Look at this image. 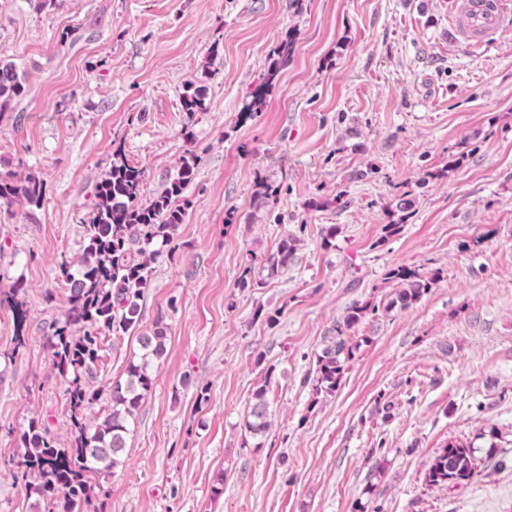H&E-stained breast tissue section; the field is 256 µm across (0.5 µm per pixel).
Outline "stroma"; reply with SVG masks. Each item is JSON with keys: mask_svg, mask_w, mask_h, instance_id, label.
<instances>
[{"mask_svg": "<svg viewBox=\"0 0 512 512\" xmlns=\"http://www.w3.org/2000/svg\"><path fill=\"white\" fill-rule=\"evenodd\" d=\"M452 2L0 0V59L28 86L0 116V161L46 184L41 209H0V270L23 278L29 305L26 347L0 359V512H44L13 476V434L39 417L66 436L45 347L67 295L56 274L81 253L118 145L145 171L146 203L187 150L200 163L179 249L144 295L143 325L163 318L167 351L124 465L94 479L103 512H512V28L463 45ZM199 81L207 108L189 142L179 97ZM260 176L281 188L272 207L254 201ZM405 195L404 226L382 241ZM289 235L287 271L238 288L246 258ZM401 265L433 284L391 309ZM356 303L377 308L353 330L366 342L336 392L315 394L305 378ZM138 350L136 335L105 336L93 387L109 390ZM260 387L272 425L246 448ZM451 441L495 446L504 463L426 486Z\"/></svg>", "mask_w": 512, "mask_h": 512, "instance_id": "35a3bbf8", "label": "stroma"}]
</instances>
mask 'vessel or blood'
Wrapping results in <instances>:
<instances>
[{
  "label": "vessel or blood",
  "instance_id": "vessel-or-blood-1",
  "mask_svg": "<svg viewBox=\"0 0 512 512\" xmlns=\"http://www.w3.org/2000/svg\"><path fill=\"white\" fill-rule=\"evenodd\" d=\"M454 17L460 40L488 46L512 25V0H456Z\"/></svg>",
  "mask_w": 512,
  "mask_h": 512
}]
</instances>
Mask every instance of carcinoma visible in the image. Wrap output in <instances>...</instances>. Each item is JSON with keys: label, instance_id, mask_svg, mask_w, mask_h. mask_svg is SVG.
<instances>
[{"label": "carcinoma", "instance_id": "cac0c4a2", "mask_svg": "<svg viewBox=\"0 0 512 512\" xmlns=\"http://www.w3.org/2000/svg\"><path fill=\"white\" fill-rule=\"evenodd\" d=\"M25 91V77L16 65L0 61V117L14 110L15 101ZM207 96V86L202 84H191L182 93L181 110L187 118L183 135L189 141L193 138L190 122L206 110ZM199 162L195 152H188L166 188L145 205L144 169L116 149L109 169L95 187V205L83 225L82 253L74 262L59 264L57 278L68 289V296L61 318L50 324L46 347L51 367L65 385L69 439L60 443L44 422L32 418L20 434L23 453L13 461L14 475L24 482L27 495L44 505V512H88L94 497L92 477L123 463L136 411L153 385L154 362L166 352L168 327L163 317L156 318L149 330H141L144 294L151 285L154 264L174 250V236L184 217L178 201L195 178ZM279 193L280 186L266 178L255 182L254 195L263 206L276 203ZM45 194L44 181L35 172L0 171V207L19 202L38 210ZM297 243V238L287 236L261 260L246 261L238 287H261L258 272L267 280L280 276L291 264ZM388 278L397 282L398 288L386 304L387 310L408 307L431 287L430 279L409 266L389 270ZM5 305L14 316L18 350L26 345L27 315L20 280L0 289V307ZM369 310L375 313L378 307L354 304L334 326L333 335L326 337L315 361V394L336 391L346 364L365 341L351 331ZM132 332L138 333L139 352L129 358L125 379L112 382L110 413L102 419L93 414L102 391L90 385L89 379L101 358L103 335ZM269 426V403L261 387L253 393L243 427L249 436L262 438ZM480 452L489 460L497 455L492 445L480 449L470 443L449 442L430 465L426 482L432 487L466 484L474 475Z\"/></svg>", "mask_w": 512, "mask_h": 512}]
</instances>
